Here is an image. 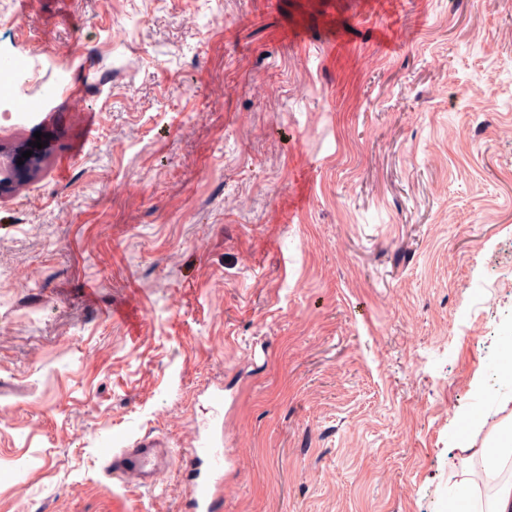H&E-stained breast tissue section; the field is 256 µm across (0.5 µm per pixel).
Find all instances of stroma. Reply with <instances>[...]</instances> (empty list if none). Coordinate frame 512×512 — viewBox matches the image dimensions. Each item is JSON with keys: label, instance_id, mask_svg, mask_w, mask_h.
Segmentation results:
<instances>
[{"label": "stroma", "instance_id": "35a3bbf8", "mask_svg": "<svg viewBox=\"0 0 512 512\" xmlns=\"http://www.w3.org/2000/svg\"><path fill=\"white\" fill-rule=\"evenodd\" d=\"M22 2L85 92L0 118V512H181L105 459L219 381L223 512H445L512 413V0Z\"/></svg>", "mask_w": 512, "mask_h": 512}]
</instances>
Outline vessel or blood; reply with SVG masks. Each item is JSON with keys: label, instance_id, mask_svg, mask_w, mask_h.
<instances>
[{"label": "vessel or blood", "instance_id": "1", "mask_svg": "<svg viewBox=\"0 0 512 512\" xmlns=\"http://www.w3.org/2000/svg\"><path fill=\"white\" fill-rule=\"evenodd\" d=\"M32 73L56 74L64 81L66 92L80 97L84 87L69 79V62L44 52L32 55L25 62ZM230 459L224 453V418L220 409H213L209 418L198 427L188 450H173L156 438L142 437L132 444L113 452L104 473L108 476L132 475L143 485H151L158 471L166 466L177 467L186 488V512H220L224 485V469Z\"/></svg>", "mask_w": 512, "mask_h": 512}]
</instances>
